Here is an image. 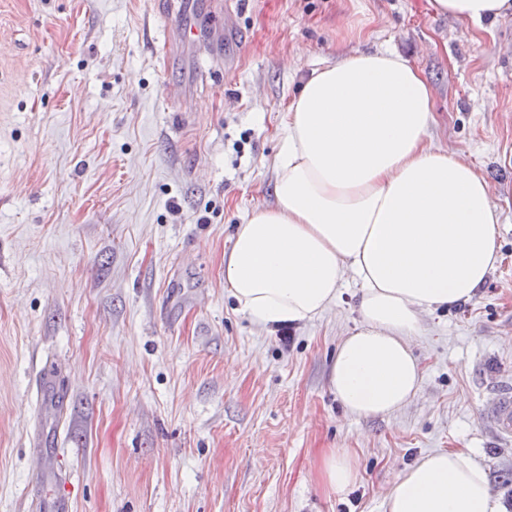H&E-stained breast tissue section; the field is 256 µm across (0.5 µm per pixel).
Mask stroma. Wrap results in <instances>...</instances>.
Returning a JSON list of instances; mask_svg holds the SVG:
<instances>
[{"label": "stroma", "mask_w": 512, "mask_h": 512, "mask_svg": "<svg viewBox=\"0 0 512 512\" xmlns=\"http://www.w3.org/2000/svg\"><path fill=\"white\" fill-rule=\"evenodd\" d=\"M244 44L154 46L164 9L213 26L205 0H0V512L71 479L73 512H383L396 474L458 449L512 512V443L485 414L512 374V17L480 26L428 0H238ZM394 50L428 80L433 145L474 164L502 208L501 260L470 302L423 317L416 397L349 415L330 359L357 318L346 281L289 337L224 291V253L275 202L281 122L315 69ZM234 60L215 76L212 54ZM198 97L168 111L167 83ZM242 150H235V143ZM61 379V412L35 378ZM56 449L38 464L36 425ZM347 450L359 479L315 472ZM317 477L327 493L340 494L356 483L359 472L348 452L332 448L321 458Z\"/></svg>", "instance_id": "1"}]
</instances>
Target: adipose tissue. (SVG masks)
I'll return each instance as SVG.
<instances>
[{
	"label": "adipose tissue",
	"mask_w": 512,
	"mask_h": 512,
	"mask_svg": "<svg viewBox=\"0 0 512 512\" xmlns=\"http://www.w3.org/2000/svg\"><path fill=\"white\" fill-rule=\"evenodd\" d=\"M475 25L512 0H428ZM435 121L420 69L393 51L357 50L315 70L289 103L276 156L275 203L255 207L224 255V289L264 328L309 321L359 286V319L341 337L329 383L353 416H385L417 395L411 342L422 316L469 302L500 260V209L474 165L427 141ZM317 477L353 486L335 448ZM384 512H502L472 454L440 450L400 470Z\"/></svg>",
	"instance_id": "obj_1"
}]
</instances>
